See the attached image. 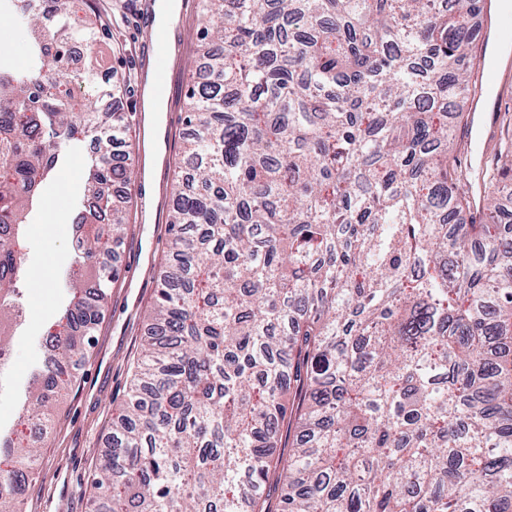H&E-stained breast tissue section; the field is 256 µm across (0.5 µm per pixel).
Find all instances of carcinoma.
Returning a JSON list of instances; mask_svg holds the SVG:
<instances>
[{
    "label": "carcinoma",
    "instance_id": "cac0c4a2",
    "mask_svg": "<svg viewBox=\"0 0 512 512\" xmlns=\"http://www.w3.org/2000/svg\"><path fill=\"white\" fill-rule=\"evenodd\" d=\"M209 79L185 116L170 251L93 512H512V206L466 224L448 164L482 0H202ZM74 0H0L30 61L0 64V323L20 241L73 141L90 230L20 420L48 433L99 325L125 214L128 120L67 87L99 39ZM98 99L114 88L88 66ZM489 181L512 172V141ZM0 427V512L36 442Z\"/></svg>",
    "mask_w": 512,
    "mask_h": 512
}]
</instances>
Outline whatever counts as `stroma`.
<instances>
[{"instance_id":"obj_1","label":"stroma","mask_w":512,"mask_h":512,"mask_svg":"<svg viewBox=\"0 0 512 512\" xmlns=\"http://www.w3.org/2000/svg\"><path fill=\"white\" fill-rule=\"evenodd\" d=\"M153 0H105L114 17L97 49L102 72L118 86L112 100L117 112L134 114L136 91L144 76L137 69L142 32L137 15ZM202 20L198 14L180 19L175 29L177 52L170 61V103L174 116L171 147H159L156 181L162 188L160 207H168L182 157L184 117L188 93L196 73L195 49ZM90 141L69 152L67 164L45 189L43 204L34 211L22 250L27 256V281L22 304L29 319L19 330L26 343L14 349L13 360L0 375V423L9 425L16 412L15 394L25 386L33 364L41 358L38 335L55 312L57 271L68 261L72 248V219L84 193L85 160ZM116 204L129 209V224L116 264L126 268L140 262L150 280L143 287H128L126 279L110 286L102 322L85 346V361L72 388L54 405V425L42 442L41 467L28 488L26 512H91L95 494L93 478L101 452L112 431V421L127 400L131 375L140 360L148 314L155 301L167 251L168 227L160 224L155 236L141 232L145 208L137 190L115 191Z\"/></svg>"}]
</instances>
